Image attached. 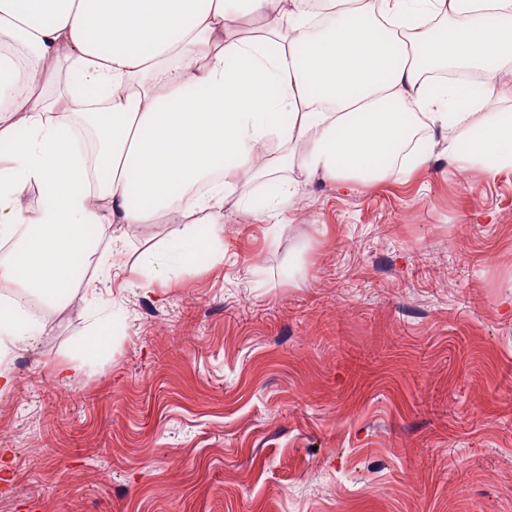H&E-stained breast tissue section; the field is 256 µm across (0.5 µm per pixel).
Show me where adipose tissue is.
Masks as SVG:
<instances>
[{"label": "adipose tissue", "instance_id": "ef3b65f1", "mask_svg": "<svg viewBox=\"0 0 512 512\" xmlns=\"http://www.w3.org/2000/svg\"><path fill=\"white\" fill-rule=\"evenodd\" d=\"M244 15L264 27L234 35ZM0 43L14 49L0 55V290L16 297L0 305V352L69 289L88 229L108 237L107 268L112 225H172L144 262L149 288L218 259L226 198L264 217L303 179L406 177L422 156L375 161L418 128L447 131L449 158L463 139L489 173L512 169V113L475 122L508 95L512 0H0ZM453 63L483 72L479 93L429 83ZM259 180L279 197L255 200ZM32 186L48 191L33 207Z\"/></svg>", "mask_w": 512, "mask_h": 512}]
</instances>
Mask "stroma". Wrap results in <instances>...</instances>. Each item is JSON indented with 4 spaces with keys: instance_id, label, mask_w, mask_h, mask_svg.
<instances>
[{
    "instance_id": "1",
    "label": "stroma",
    "mask_w": 512,
    "mask_h": 512,
    "mask_svg": "<svg viewBox=\"0 0 512 512\" xmlns=\"http://www.w3.org/2000/svg\"><path fill=\"white\" fill-rule=\"evenodd\" d=\"M442 139L275 218L227 199L223 259L150 289L172 227L123 229L5 352L0 512H512V170Z\"/></svg>"
}]
</instances>
